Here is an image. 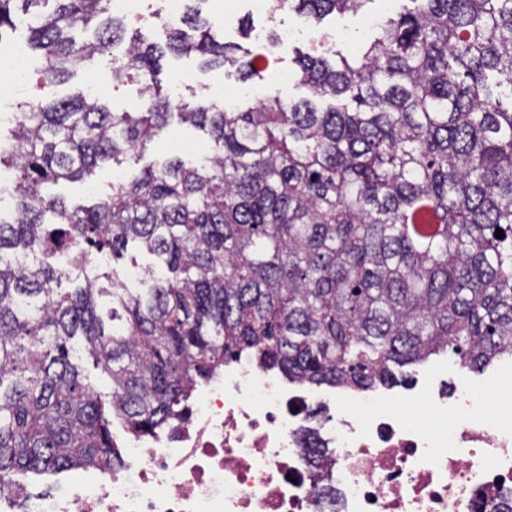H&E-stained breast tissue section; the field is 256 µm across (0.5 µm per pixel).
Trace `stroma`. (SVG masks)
Here are the masks:
<instances>
[{
    "instance_id": "35a3bbf8",
    "label": "stroma",
    "mask_w": 512,
    "mask_h": 512,
    "mask_svg": "<svg viewBox=\"0 0 512 512\" xmlns=\"http://www.w3.org/2000/svg\"><path fill=\"white\" fill-rule=\"evenodd\" d=\"M406 5L407 0H370L364 14L351 16L336 13L326 17L319 27L334 34L337 47L352 53L371 38V20L386 18ZM201 9L213 21L216 38L227 43L240 42L239 28L245 19L251 21L252 37L259 42L264 41L270 32H279L286 27L296 29L295 37L277 47V61L267 83L279 89L284 99L308 97L307 88L297 80V67L293 62L295 49L310 52L317 48L315 42L298 32L299 27L307 25V18L292 11L263 12L255 8L252 0H203ZM162 80L166 92L176 100L209 103L223 100L225 93L230 92L236 101L253 105L263 97L256 84L240 80L234 67L207 68L196 55L166 57ZM77 92L104 98L113 111L119 112L138 100L140 86L136 83L113 84L112 54L106 51L97 55L90 67L77 71L55 89L60 97ZM205 142L206 136L202 131L188 124H177L156 139L144 161L158 165L176 155L184 162L193 163L197 160V146ZM395 374L399 378L398 383L377 387L376 393L385 398L412 400V407L405 410L407 416L431 418L432 412L426 405L416 404L415 399L419 394L427 391L450 394L456 387L465 385L485 393L484 413L489 418L512 420V410L504 407L505 400L512 397L511 363L500 362L478 373L461 369L454 357L442 354L431 357L420 366L396 369Z\"/></svg>"
}]
</instances>
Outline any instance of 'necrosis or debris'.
I'll list each match as a JSON object with an SVG mask.
<instances>
[{"mask_svg": "<svg viewBox=\"0 0 512 512\" xmlns=\"http://www.w3.org/2000/svg\"><path fill=\"white\" fill-rule=\"evenodd\" d=\"M323 398L250 362L225 365L164 430L127 435L112 471L76 475L24 512H474L495 490L512 510V423L485 421L478 393L425 395L452 416L448 430L356 389L311 417Z\"/></svg>", "mask_w": 512, "mask_h": 512, "instance_id": "1", "label": "necrosis or debris"}]
</instances>
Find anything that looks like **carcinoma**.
<instances>
[{
  "instance_id": "cac0c4a2",
  "label": "carcinoma",
  "mask_w": 512,
  "mask_h": 512,
  "mask_svg": "<svg viewBox=\"0 0 512 512\" xmlns=\"http://www.w3.org/2000/svg\"><path fill=\"white\" fill-rule=\"evenodd\" d=\"M368 2L277 7L320 21ZM410 2L354 56L298 54L310 97L242 111L171 101L163 49L110 0H0V39L19 3L45 61L43 97L0 136L15 174L14 214H0V495L26 496L21 471L112 469V419L153 434L243 355L359 390L441 353L474 372L512 361V0ZM92 24L96 41L77 42ZM115 45L112 79L141 85L137 105L54 95ZM166 50L267 79L266 54L215 40L198 12L168 27ZM175 119L207 133L199 164L142 166L90 205L44 192L139 164ZM130 247L159 265L138 291L102 269ZM85 356L111 381L107 404Z\"/></svg>"
}]
</instances>
